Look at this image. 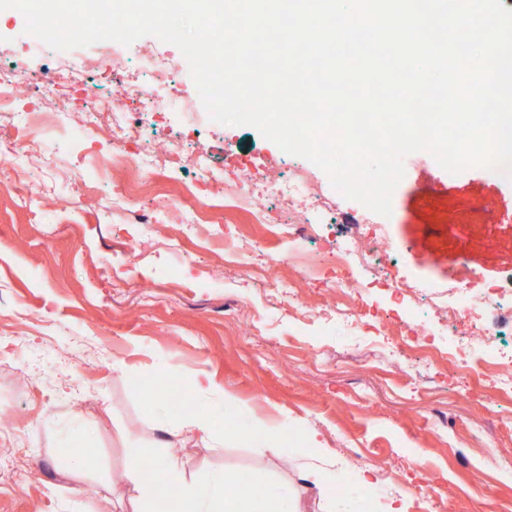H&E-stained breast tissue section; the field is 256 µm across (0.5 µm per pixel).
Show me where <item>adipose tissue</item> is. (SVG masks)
I'll use <instances>...</instances> for the list:
<instances>
[{"label":"adipose tissue","mask_w":512,"mask_h":512,"mask_svg":"<svg viewBox=\"0 0 512 512\" xmlns=\"http://www.w3.org/2000/svg\"><path fill=\"white\" fill-rule=\"evenodd\" d=\"M187 462L176 452L160 458L158 481L169 488L170 512H300L286 490L273 487L266 472L251 475L253 493L241 491V478L233 471L185 479Z\"/></svg>","instance_id":"adipose-tissue-1"}]
</instances>
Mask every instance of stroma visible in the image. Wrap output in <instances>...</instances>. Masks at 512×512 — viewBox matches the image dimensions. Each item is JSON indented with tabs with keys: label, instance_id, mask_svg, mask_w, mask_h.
I'll list each match as a JSON object with an SVG mask.
<instances>
[{
	"label": "stroma",
	"instance_id": "stroma-1",
	"mask_svg": "<svg viewBox=\"0 0 512 512\" xmlns=\"http://www.w3.org/2000/svg\"><path fill=\"white\" fill-rule=\"evenodd\" d=\"M245 157L272 162V176L311 174L320 199L312 223L332 238L350 233L359 202L346 199L326 173L291 157L251 126L236 129ZM79 142L36 132L26 154L0 142V512H131L125 474L131 451L151 460L175 446L188 476L266 470L301 493L302 464L332 451L339 469L327 500L301 493L303 512H356L362 498H405L408 512H431L414 487L432 474L445 512H512V400L486 410L465 389L487 376L436 375L415 389L372 338L350 344L332 322L316 319L333 293L318 281H296L311 317L278 306L258 278L263 254L248 268L225 262L248 241L264 239L249 210H224L225 237L206 224L191 234L182 215L159 211L161 191L186 192L192 168H170L142 181L146 224H131L121 201L104 196L124 182L125 165L103 180L98 169L62 167L42 178L29 200L24 174L44 151L69 158ZM386 232L393 261L415 279L440 283L457 266L493 282L512 269V180L482 167L444 170L426 151L405 157ZM138 244L137 256L114 251V236ZM208 372L217 390L194 387ZM167 390L152 414L146 395ZM232 396L246 430L223 447L173 439L158 428L187 410L222 414ZM277 428L280 452H260L255 426ZM86 456L81 469L75 455ZM377 474L374 489L361 482Z\"/></svg>",
	"mask_w": 512,
	"mask_h": 512
}]
</instances>
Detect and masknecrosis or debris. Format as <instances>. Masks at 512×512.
<instances>
[{
    "label": "necrosis or debris",
    "mask_w": 512,
    "mask_h": 512,
    "mask_svg": "<svg viewBox=\"0 0 512 512\" xmlns=\"http://www.w3.org/2000/svg\"><path fill=\"white\" fill-rule=\"evenodd\" d=\"M54 70L33 75L18 83L14 68L0 67V121L5 122L12 137L30 125H44L60 130L81 142L82 150L74 157L77 166L90 165L108 173L113 162H128L138 178L158 175L162 167L175 164L192 168L195 190L179 200V208L191 217L205 215L209 206L206 195L209 184L244 171L249 175L243 194L258 223L271 227L275 234L289 242L316 240L318 225L308 220L314 204L305 170L295 171L288 180L273 181L267 176L262 161H245L236 150L235 131L225 127L223 161H216L212 151L200 142H177L164 129H156L154 137L143 130L146 115L157 112L158 101L149 94L148 84L169 86L174 83L180 62L175 58H159L145 53L139 70H130L114 41L98 44L95 57L80 56L76 50L55 51ZM107 72L123 95L139 103L133 112H111L107 97H100L97 107L86 112L80 127L63 123L69 102L60 92L67 86L87 90L97 73ZM111 118L112 150L102 155L94 143L104 118ZM387 217L364 210L353 224L352 233L336 244L305 258L297 251L289 252L288 260L298 277L323 275L336 290V301L324 313L348 339L357 341L371 332H378L380 341L396 339L414 352L418 364L402 365L405 373L419 374L421 368H433L449 361L455 370H466L475 354H482L486 368L496 379L498 394L512 396V352L495 350V334L490 324L473 315L477 309H500L505 298H512V270L502 278L487 283L474 271L452 274L445 290L434 291L410 282L399 263L389 261L392 249L384 236ZM362 265L372 270L378 281L389 288L399 310L394 328L373 319L365 311L362 294L353 293L352 270Z\"/></svg>",
    "instance_id": "1"
}]
</instances>
